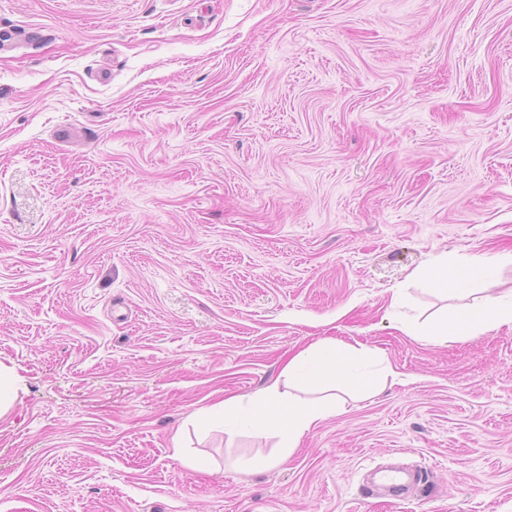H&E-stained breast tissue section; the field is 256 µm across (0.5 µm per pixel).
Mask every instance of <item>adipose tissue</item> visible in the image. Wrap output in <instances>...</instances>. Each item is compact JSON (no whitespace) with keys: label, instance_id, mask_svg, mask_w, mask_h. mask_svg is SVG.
Here are the masks:
<instances>
[{"label":"adipose tissue","instance_id":"1","mask_svg":"<svg viewBox=\"0 0 512 512\" xmlns=\"http://www.w3.org/2000/svg\"><path fill=\"white\" fill-rule=\"evenodd\" d=\"M503 325H512V294L489 295L482 306L466 309L459 322L425 331L431 343L444 344L460 336H474ZM374 351L331 338L319 340L292 356L282 369L289 381L320 384L332 381L369 389L378 381L374 370ZM337 399L327 396L317 402H303L288 396L279 381H272L250 397L231 396L214 405L206 418L222 423L233 431L247 426L257 432H275L279 437L280 454L288 456L299 445L313 425L335 414Z\"/></svg>","mask_w":512,"mask_h":512}]
</instances>
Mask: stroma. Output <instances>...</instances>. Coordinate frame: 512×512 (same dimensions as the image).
<instances>
[{"label":"stroma","mask_w":512,"mask_h":512,"mask_svg":"<svg viewBox=\"0 0 512 512\" xmlns=\"http://www.w3.org/2000/svg\"><path fill=\"white\" fill-rule=\"evenodd\" d=\"M0 512H512V0H0ZM389 377L278 460L201 412L318 339ZM402 464L404 498L369 493ZM500 262L512 263V254L495 257L492 261L484 257H475L469 263L461 266L453 276L448 277V265L443 274H433L431 286L451 293H465L471 283L470 273L475 272L485 279H490L493 269ZM502 325H512V293L508 296L491 294L479 308L463 310L459 322L449 328L446 323V326L428 329L423 336L430 343L446 344L448 339L475 336ZM20 381L14 371L0 366V415L14 402Z\"/></svg>","instance_id":"obj_1"}]
</instances>
